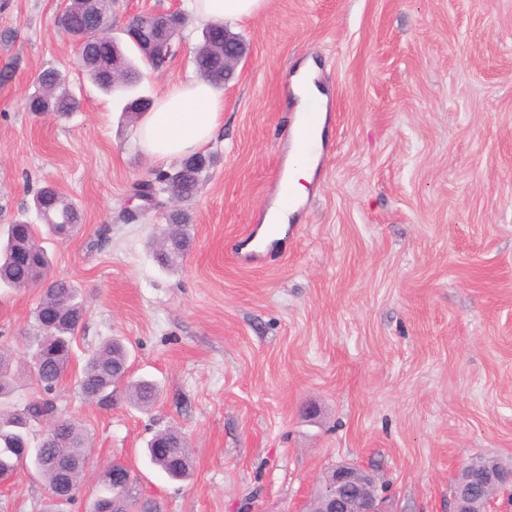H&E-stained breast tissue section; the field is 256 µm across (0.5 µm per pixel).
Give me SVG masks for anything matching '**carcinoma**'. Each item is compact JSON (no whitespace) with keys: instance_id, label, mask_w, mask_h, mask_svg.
Returning a JSON list of instances; mask_svg holds the SVG:
<instances>
[{"instance_id":"carcinoma-1","label":"carcinoma","mask_w":512,"mask_h":512,"mask_svg":"<svg viewBox=\"0 0 512 512\" xmlns=\"http://www.w3.org/2000/svg\"><path fill=\"white\" fill-rule=\"evenodd\" d=\"M102 9L95 20H90L83 11L79 0H71L62 15L59 26L65 36L78 45L77 67L92 83L105 92L127 90L136 86L141 73L132 60H127L130 78L123 84H115L105 74L108 67L93 62L96 56L107 57L112 63V52L123 53L120 44L108 37L111 29L112 0H102ZM193 64L199 76L216 87L224 86V44L215 43L211 28L202 31V42L194 53ZM31 112H50L66 116L80 108V100L69 90L66 75L49 69L41 73L40 89L28 100ZM212 156L197 153L184 157L177 167L162 171L155 177L135 184L134 195L150 201L162 195L180 201L192 198L199 183L213 165ZM38 214H51L56 223L46 225L48 232L57 234L59 225L67 224L77 230L81 221L78 207L56 187L46 185L40 188L33 199ZM168 224L161 240L167 245L158 247L157 261L163 266H175L183 259L191 239L188 232V216L179 209H173L167 216ZM50 258L44 247L37 241V228L25 221L17 220L7 226L5 239L0 242V283L11 288H27L38 285L41 288L38 305L34 312L35 333L29 342L38 346L46 330L44 314L56 310L61 320L54 327L60 337L55 355L44 365L42 381L47 397L37 395L21 408L11 402L16 389V380L11 373L12 357L0 350V474L17 471L20 464L18 449L25 446L43 449V454L30 459L35 474L47 489L56 485L59 471L56 460L64 459L73 464L69 472L72 496H77L84 476L82 461L86 457L87 436L74 421L60 415L54 404V391L64 374L69 371L73 359L75 331L84 316V303L78 301V288L64 279L48 276ZM129 351L117 339L103 342L86 360L81 370L80 383L86 400L107 401L112 398L113 381L126 375ZM130 402L139 408L148 409L158 401L157 386L147 380L128 384ZM53 419L59 428L51 446H44L43 440L34 439L31 426L43 420ZM160 441L170 448L167 457H154L157 466L169 478L179 480L186 477L190 469V457L185 438L181 431L168 428L156 434ZM160 508V503L135 492L128 495V512H147Z\"/></svg>"}]
</instances>
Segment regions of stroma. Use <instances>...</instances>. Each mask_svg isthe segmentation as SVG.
Segmentation results:
<instances>
[{"mask_svg":"<svg viewBox=\"0 0 512 512\" xmlns=\"http://www.w3.org/2000/svg\"><path fill=\"white\" fill-rule=\"evenodd\" d=\"M62 0H0V228L40 224L35 192L82 212L69 239L41 235L51 274L87 314L57 404L83 427L90 464L70 512H89L100 465L120 462L164 512H301L340 463L372 467L390 512H448L470 459L512 457V0H270L235 24L249 47L224 88V128L197 196L181 203L191 246L171 269L152 244L167 211L134 197L157 167L130 142L126 110L194 74L201 26L186 21L164 69L106 94L75 69ZM184 0H113L112 34ZM327 93L329 136L306 202L267 255L239 248L278 191L306 60ZM66 73L77 112L29 111L43 70ZM38 288L0 286V348L37 393L24 338ZM153 409L125 387L107 405L77 386L109 338ZM186 437L190 478L144 451ZM45 484L19 467L0 512H41ZM130 402L139 408L148 409L158 401L157 386L147 380H139L128 384Z\"/></svg>","mask_w":512,"mask_h":512,"instance_id":"35a3bbf8","label":"stroma"}]
</instances>
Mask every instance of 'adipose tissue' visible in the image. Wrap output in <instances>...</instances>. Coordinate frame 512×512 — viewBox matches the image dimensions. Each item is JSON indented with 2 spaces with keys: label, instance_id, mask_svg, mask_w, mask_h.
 Wrapping results in <instances>:
<instances>
[{
  "label": "adipose tissue",
  "instance_id": "1",
  "mask_svg": "<svg viewBox=\"0 0 512 512\" xmlns=\"http://www.w3.org/2000/svg\"><path fill=\"white\" fill-rule=\"evenodd\" d=\"M268 0H188L190 12L197 23L209 26L234 23L265 9ZM292 92L298 103L296 114H303L310 103H319L314 121L312 151H303L292 143V160L285 168L294 200L275 198L263 218L264 224L288 226L307 196L318 166V147L324 142L327 129L326 94L318 85L313 64L300 67L293 77ZM224 95L219 88L199 78L189 77L169 84L157 96L150 112L144 113L136 128L137 148L156 165L186 157L200 151L214 140L223 127Z\"/></svg>",
  "mask_w": 512,
  "mask_h": 512
}]
</instances>
